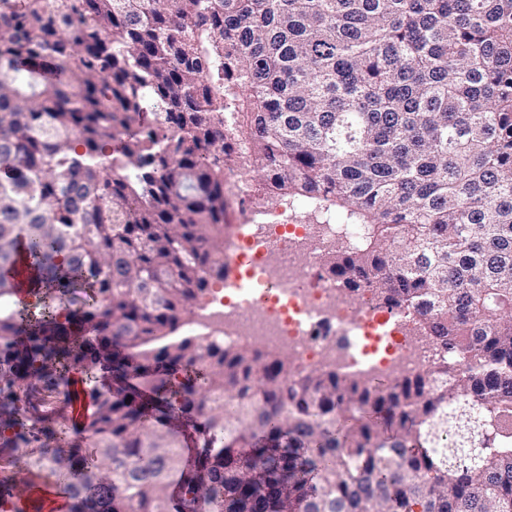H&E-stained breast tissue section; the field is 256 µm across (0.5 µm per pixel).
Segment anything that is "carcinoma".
Instances as JSON below:
<instances>
[{
    "label": "carcinoma",
    "mask_w": 512,
    "mask_h": 512,
    "mask_svg": "<svg viewBox=\"0 0 512 512\" xmlns=\"http://www.w3.org/2000/svg\"><path fill=\"white\" fill-rule=\"evenodd\" d=\"M243 162L423 367L175 336ZM0 455L9 512H512V0H0Z\"/></svg>",
    "instance_id": "1"
}]
</instances>
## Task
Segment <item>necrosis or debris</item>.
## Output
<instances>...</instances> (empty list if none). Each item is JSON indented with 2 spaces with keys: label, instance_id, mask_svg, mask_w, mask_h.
<instances>
[{
  "label": "necrosis or debris",
  "instance_id": "obj_1",
  "mask_svg": "<svg viewBox=\"0 0 512 512\" xmlns=\"http://www.w3.org/2000/svg\"><path fill=\"white\" fill-rule=\"evenodd\" d=\"M232 229L224 281L205 301L224 322L225 343L283 344L312 368L331 357L347 369L408 373L410 314L380 308L366 294L343 299L323 263L326 232L288 205L239 215Z\"/></svg>",
  "mask_w": 512,
  "mask_h": 512
}]
</instances>
